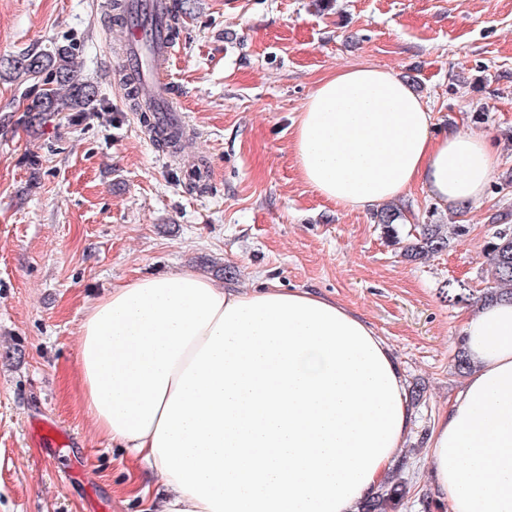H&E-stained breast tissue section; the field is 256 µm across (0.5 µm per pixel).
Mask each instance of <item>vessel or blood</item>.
I'll return each instance as SVG.
<instances>
[{"mask_svg": "<svg viewBox=\"0 0 512 512\" xmlns=\"http://www.w3.org/2000/svg\"><path fill=\"white\" fill-rule=\"evenodd\" d=\"M173 0H126L120 69L134 78L143 111L151 115V128L159 134L181 125L176 94L167 81L174 52L168 19Z\"/></svg>", "mask_w": 512, "mask_h": 512, "instance_id": "1", "label": "vessel or blood"}]
</instances>
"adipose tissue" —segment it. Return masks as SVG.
Wrapping results in <instances>:
<instances>
[{
  "label": "adipose tissue",
  "mask_w": 512,
  "mask_h": 512,
  "mask_svg": "<svg viewBox=\"0 0 512 512\" xmlns=\"http://www.w3.org/2000/svg\"><path fill=\"white\" fill-rule=\"evenodd\" d=\"M432 123L396 73L352 66L304 103L296 165L345 208L416 183L444 205L480 202L496 167L486 137L437 138ZM463 331L471 369L427 438L435 492L448 512H512V301ZM78 360L84 412L147 468L142 512H357L410 433L385 339L307 289L137 277L86 308Z\"/></svg>",
  "instance_id": "ef3b65f1"
}]
</instances>
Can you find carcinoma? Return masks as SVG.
<instances>
[{
    "label": "carcinoma",
    "instance_id": "1",
    "mask_svg": "<svg viewBox=\"0 0 512 512\" xmlns=\"http://www.w3.org/2000/svg\"><path fill=\"white\" fill-rule=\"evenodd\" d=\"M74 49L69 45L56 46L38 55H19L6 60L4 70L19 84L35 83L45 76L42 88L34 95L32 105L26 109L23 123L39 129L59 112H84L94 102L96 91L77 75L73 62ZM400 212L396 208H383L376 213L377 224L395 245H403V257L410 261L434 255L446 249L450 236L444 224H417L414 232L406 234L402 244L401 228L396 224ZM496 229L487 242L491 260L492 285L486 287L478 301L485 305L503 297H512V221L508 216L495 218ZM448 302L455 304L470 300L464 284L448 281ZM407 482L395 476L388 477L360 503L359 512H401L407 497Z\"/></svg>",
    "mask_w": 512,
    "mask_h": 512
}]
</instances>
